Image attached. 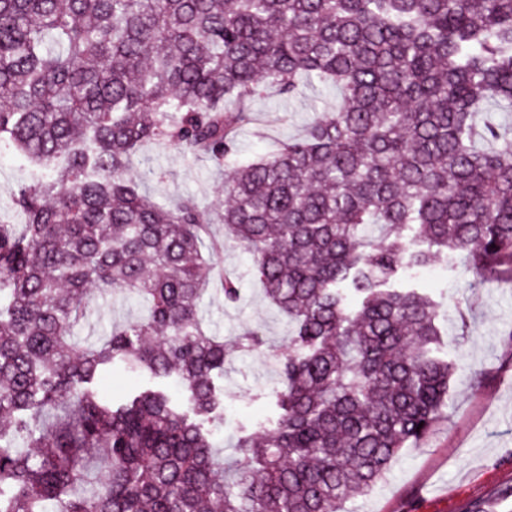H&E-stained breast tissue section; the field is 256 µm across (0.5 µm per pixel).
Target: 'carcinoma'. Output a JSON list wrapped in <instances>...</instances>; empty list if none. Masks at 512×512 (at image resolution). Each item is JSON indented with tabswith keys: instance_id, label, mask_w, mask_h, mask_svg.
Here are the masks:
<instances>
[{
	"instance_id": "1",
	"label": "carcinoma",
	"mask_w": 512,
	"mask_h": 512,
	"mask_svg": "<svg viewBox=\"0 0 512 512\" xmlns=\"http://www.w3.org/2000/svg\"><path fill=\"white\" fill-rule=\"evenodd\" d=\"M341 92L224 177L160 204L148 144L217 165L249 103ZM512 0H0V147L32 167L0 220V512H342L447 407L434 300L397 288L449 254L512 283ZM224 225V240L212 224ZM288 319L276 419L233 455L224 371L261 330L212 333L230 244ZM134 301L92 344L96 298ZM119 370L134 385L99 394Z\"/></svg>"
}]
</instances>
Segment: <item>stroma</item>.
I'll return each instance as SVG.
<instances>
[{
    "label": "stroma",
    "instance_id": "1",
    "mask_svg": "<svg viewBox=\"0 0 512 512\" xmlns=\"http://www.w3.org/2000/svg\"><path fill=\"white\" fill-rule=\"evenodd\" d=\"M254 122L239 136L243 161L264 154L270 143L299 134L314 114L308 98L283 103L265 95L251 102ZM154 172L146 192L169 203L195 197L215 207L224 174L202 156L169 146L143 150ZM29 178L13 151H0V213L12 215V197ZM219 263L238 279L241 299L224 305L207 299L203 318L218 335L233 336L246 328L261 329L274 343L288 333L287 320L264 299L243 247L227 249ZM439 304L446 331L445 346L457 357L450 381L448 406L430 433L402 449L385 477L364 496L349 500L347 512H468L483 503L487 512H512V288L468 287L460 270L436 263L430 278L419 279ZM487 374L483 385L475 371ZM271 352L236 361L224 378L223 436L232 440L243 429L258 431L273 413L268 392L277 381Z\"/></svg>",
    "mask_w": 512,
    "mask_h": 512
}]
</instances>
